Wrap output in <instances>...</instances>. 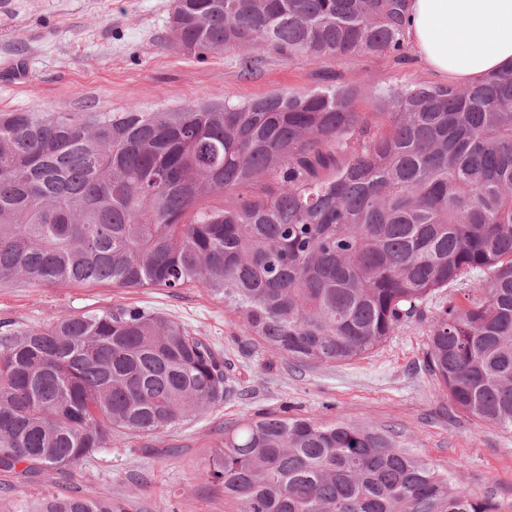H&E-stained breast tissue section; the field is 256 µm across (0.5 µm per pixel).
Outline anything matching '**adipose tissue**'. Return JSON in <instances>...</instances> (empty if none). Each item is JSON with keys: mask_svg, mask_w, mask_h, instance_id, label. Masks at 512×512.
Masks as SVG:
<instances>
[{"mask_svg": "<svg viewBox=\"0 0 512 512\" xmlns=\"http://www.w3.org/2000/svg\"><path fill=\"white\" fill-rule=\"evenodd\" d=\"M406 32L429 71L461 86L512 65V0H410Z\"/></svg>", "mask_w": 512, "mask_h": 512, "instance_id": "1", "label": "adipose tissue"}]
</instances>
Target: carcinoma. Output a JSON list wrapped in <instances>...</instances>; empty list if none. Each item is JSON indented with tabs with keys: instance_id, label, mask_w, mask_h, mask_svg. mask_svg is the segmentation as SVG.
Returning <instances> with one entry per match:
<instances>
[{
	"instance_id": "obj_1",
	"label": "carcinoma",
	"mask_w": 512,
	"mask_h": 512,
	"mask_svg": "<svg viewBox=\"0 0 512 512\" xmlns=\"http://www.w3.org/2000/svg\"><path fill=\"white\" fill-rule=\"evenodd\" d=\"M408 0H174L187 55L290 62L405 53ZM364 95L389 127L355 111ZM425 367L512 430V67L479 84L339 85L154 112H0V282L199 285L297 363L369 354L442 288ZM224 360L138 307L0 333V469L74 466L224 401ZM203 476L240 512H498L348 422L263 415ZM87 490L41 512H115Z\"/></svg>"
}]
</instances>
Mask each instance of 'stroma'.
<instances>
[{"label":"stroma","mask_w":512,"mask_h":512,"mask_svg":"<svg viewBox=\"0 0 512 512\" xmlns=\"http://www.w3.org/2000/svg\"><path fill=\"white\" fill-rule=\"evenodd\" d=\"M172 7L173 0H0V112H121L130 106L152 112L337 82L385 89L437 81L411 49L400 60L290 62L268 55L252 70L235 50L195 58L171 39ZM479 290L471 277L436 292L423 317L400 324L370 354L319 365L294 363L263 347L225 312L222 299L201 287L173 294L108 283L2 282L0 323L13 328L121 306L177 320L221 351L228 392L221 405L192 420L146 440H119L77 466L24 480L0 470V512H35L51 495L81 489L121 512H236L199 474L225 430L285 413L394 435L462 489L512 512V431L457 409L423 367L429 314Z\"/></svg>","instance_id":"1"}]
</instances>
